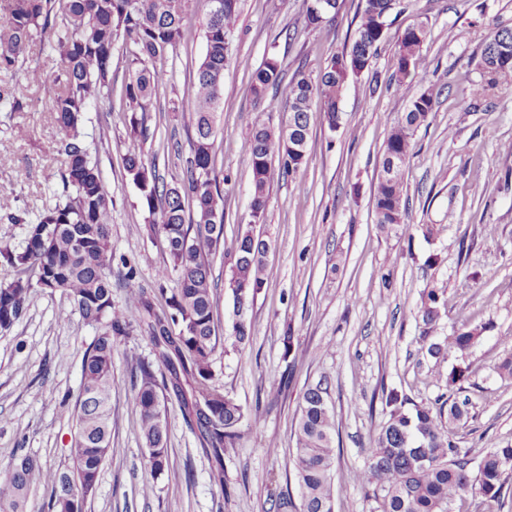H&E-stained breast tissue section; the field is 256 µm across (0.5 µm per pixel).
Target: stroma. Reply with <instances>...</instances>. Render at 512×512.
I'll list each match as a JSON object with an SVG mask.
<instances>
[{
	"label": "stroma",
	"instance_id": "1",
	"mask_svg": "<svg viewBox=\"0 0 512 512\" xmlns=\"http://www.w3.org/2000/svg\"><path fill=\"white\" fill-rule=\"evenodd\" d=\"M359 2L339 0L337 14L313 29L305 23L304 0H240L224 70L215 173L225 180L226 246L254 229L270 244L275 275L255 296L250 343L236 348L228 337L231 261L212 259L220 336L213 369L225 391L261 415L260 425L242 422L237 446L224 451L219 488L210 480V458L176 398L168 397V466L152 479L144 467L132 374L139 361L152 363L156 356L150 340L132 327L113 355L112 451L85 512H170L174 505L179 512H269L271 496L298 492L291 482L294 424L303 390L322 378L331 384L340 439L335 512H375L358 475L387 417L383 392L433 406L451 395L452 369L468 368L462 388L470 413L455 430L456 442L476 457L512 444V380L494 370L512 355V76L489 87L477 68L490 30L512 28V0H402L389 16L390 37L368 70L347 83L337 129L312 116L306 164L289 178L273 159L265 220L258 224L252 217L251 165L242 149L258 110L251 75L273 52L289 76L301 67L316 72L327 66L350 45ZM189 14L190 32L149 114L157 134L144 145L147 160L168 180L181 175L189 155L187 124L169 113L168 104L186 97L205 52L200 0H193ZM419 16L430 27L423 47L428 81L442 94L416 133L406 168L405 229L388 238L375 224L372 195L390 127L422 89L395 77V35ZM112 69V98L89 106L82 130L112 195V304L121 309L127 266L136 268L137 285L152 289L164 254L160 240L145 230L149 213L124 168L127 68L121 55H114ZM55 90L50 82L29 88L23 111L10 117L0 112V155L10 159L0 166V246L20 247L26 236L25 225L9 223L6 211L24 208L35 215L56 202L45 183L47 169L60 164L46 109ZM19 126L26 137L15 136ZM428 225L434 228L430 237L424 234ZM427 288L444 290L448 300L429 332L418 315ZM466 325L483 330L466 354L438 360L423 348L422 334L443 341ZM95 336L60 294L31 289L26 315L0 332V465L31 454L45 467H70L75 427L61 407L76 394L82 358ZM285 373L292 376L286 394L269 396V382ZM150 481L156 489L147 496L142 488Z\"/></svg>",
	"mask_w": 512,
	"mask_h": 512
}]
</instances>
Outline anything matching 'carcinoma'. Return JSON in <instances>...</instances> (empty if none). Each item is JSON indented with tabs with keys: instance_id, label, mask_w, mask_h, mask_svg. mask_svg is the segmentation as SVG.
Wrapping results in <instances>:
<instances>
[{
	"instance_id": "carcinoma-1",
	"label": "carcinoma",
	"mask_w": 512,
	"mask_h": 512,
	"mask_svg": "<svg viewBox=\"0 0 512 512\" xmlns=\"http://www.w3.org/2000/svg\"><path fill=\"white\" fill-rule=\"evenodd\" d=\"M202 19L205 53L186 101L169 111L188 119L195 135L182 177L171 183L145 162L144 144L150 136L146 114L154 108L157 91L169 81L168 53L184 42L191 0H0V71H19L25 86L39 85L44 76L27 64L31 43L55 55L58 92L49 112L57 128L61 166L45 181L58 203L30 217L24 210L6 213L11 224L27 227L19 249L0 247L10 272L0 276V331L10 330L27 312L29 291L58 292L82 320L98 330L84 353L80 383L65 414L75 423L70 448L72 467L53 470L25 454L0 467V512H29L31 489L49 484L54 498L47 512H84L100 468L112 451V367L117 340L127 334V310L136 312L158 359L170 374L171 390L185 420L197 431L199 443L214 461L211 480L224 488V449L236 447L244 408L215 379L212 356L219 342L214 309L215 283L208 255L224 252V196L214 177L218 138L217 114L223 99L224 69L239 21L238 0H204ZM395 0H361L359 22L349 48L333 57L316 75L304 71L285 80L278 57L271 54L252 75V90L262 114L253 119L243 151L251 163V210L255 222L265 218L273 154L281 156L284 174L294 175L307 162L310 121L319 112L334 130L341 113L337 101L351 76L362 73L389 35L381 30ZM430 35L428 21L417 18L396 38L398 83H422L427 73L423 47ZM123 44L127 75L123 111L129 113L124 142V167L138 185L151 220L148 232L160 238L166 262L155 275L157 290L129 285L126 309L112 307V195L80 131L90 103L112 96V58ZM479 67L487 85L512 74V28L497 27L485 39ZM274 97L266 99V91ZM438 99L428 87L413 97L394 122L383 148L382 166L396 157L401 165L377 180L373 191L376 224L387 236H398L407 214L405 170L413 155L417 129L433 112ZM287 106L288 133L275 131L263 115ZM26 105L23 93L0 89V107L12 112ZM297 138L302 153L280 148ZM270 245L248 230L239 235L230 255L228 288L244 314L233 321V345L250 341L251 307L255 294L273 276ZM172 288H165L166 284ZM165 296V309L156 308V294ZM447 307L444 292L427 288L419 316L432 327ZM482 329L464 327L448 343L431 342L427 352L446 358L466 353ZM133 404L146 446L145 467L155 478L168 463L167 420L152 364L141 361L135 370ZM330 383L308 386L299 403L294 429L292 466L300 502L282 492L271 500L273 512H335L333 468L336 460V419L329 401ZM387 420L367 449L360 482L377 503L376 512H453L456 503L480 496L504 507L512 493L506 487L512 473V445L488 450L473 461L471 449L453 438L455 426L469 415L468 397H456L447 411L410 403L391 392Z\"/></svg>"
}]
</instances>
